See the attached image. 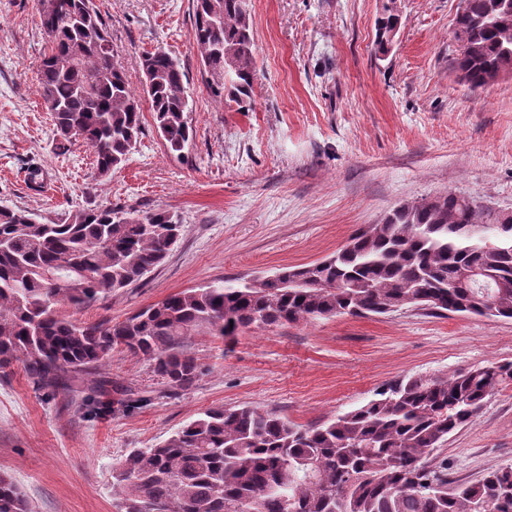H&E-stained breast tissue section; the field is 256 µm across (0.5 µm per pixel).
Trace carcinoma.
Here are the masks:
<instances>
[{"instance_id": "carcinoma-1", "label": "carcinoma", "mask_w": 512, "mask_h": 512, "mask_svg": "<svg viewBox=\"0 0 512 512\" xmlns=\"http://www.w3.org/2000/svg\"><path fill=\"white\" fill-rule=\"evenodd\" d=\"M192 2L207 86L243 108L256 77L250 0ZM393 3L385 0L375 21L382 51L401 24ZM69 12L42 0L41 96L59 150L85 144L105 176L143 134L142 100L114 59L94 0H69ZM454 39L450 69L471 90L512 75V0H460ZM142 70L156 129L180 154L191 136L183 67L158 49L143 55ZM181 235L165 211L101 205L44 223L1 207L0 368L20 360L55 391L120 349L184 390L202 375L184 339L204 329L232 340L251 327L409 307L512 318V222L451 192L399 206L320 261L179 291L118 322L83 324L68 314L154 271ZM507 381L511 363L414 376L310 427L248 405L208 409L164 442L132 450L114 469L113 492L121 512H246L251 503L255 512H478L487 498L512 512V464L451 490L448 474L427 465ZM0 512H30L4 474Z\"/></svg>"}]
</instances>
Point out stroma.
I'll list each match as a JSON object with an SVG mask.
<instances>
[{"label": "stroma", "instance_id": "stroma-1", "mask_svg": "<svg viewBox=\"0 0 512 512\" xmlns=\"http://www.w3.org/2000/svg\"><path fill=\"white\" fill-rule=\"evenodd\" d=\"M459 3L397 0L400 31L382 53L383 0H252L256 81L241 111L206 86L192 0H95L132 90L144 53L180 60L192 129L177 157L145 117L126 162L101 176L84 144L56 148L40 96V0H0V206L57 222L112 204L182 224L164 264L77 312L86 324L218 278L321 260L404 203L452 192L512 211V77L472 91L452 72ZM184 346L203 369L187 390L119 350L52 394L22 362L0 369V474L31 512H119L115 466L210 408L248 405L309 427L406 377L512 362V319L408 308L251 328L230 343L197 332ZM99 380L114 390L93 413L84 399ZM428 462L447 466L452 486L512 464V383Z\"/></svg>", "mask_w": 512, "mask_h": 512}]
</instances>
